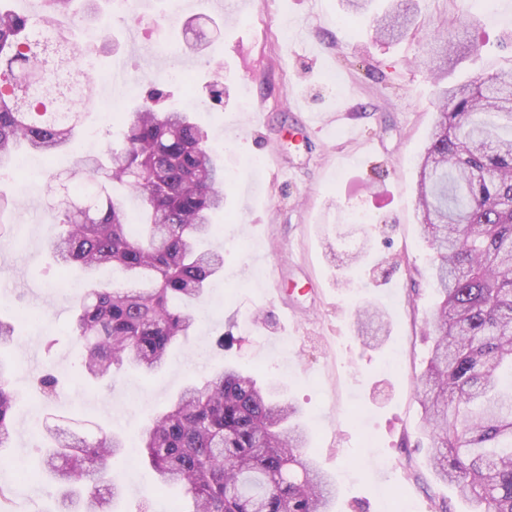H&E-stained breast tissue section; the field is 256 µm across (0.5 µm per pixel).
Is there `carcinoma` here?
<instances>
[{
	"label": "carcinoma",
	"instance_id": "carcinoma-1",
	"mask_svg": "<svg viewBox=\"0 0 512 512\" xmlns=\"http://www.w3.org/2000/svg\"><path fill=\"white\" fill-rule=\"evenodd\" d=\"M98 0H49L50 11L19 14L0 0V164L24 148L51 157L76 143L96 70L73 35ZM412 6L396 0L377 31L404 36ZM467 49L440 38L428 60L445 70ZM162 76L121 117L119 146L107 140L70 177L49 178L64 230L50 240L66 264L110 265L120 286L86 287L72 310L78 368L112 379L124 367L151 375L188 341L189 307L224 271V252L203 250L210 216L224 209V167L186 110L160 107ZM429 143L418 163L417 209L433 250L430 278L440 301L434 343L417 387L431 448L428 464L465 512H512V70L437 91ZM361 331L388 330L380 310H360ZM15 366L0 359V449L11 447ZM298 409L225 365L187 384L140 439L142 463L161 491L179 487L191 509L176 512H328L333 479L311 454ZM127 438L92 441L47 430L42 472L57 483V512H112L124 487L113 471Z\"/></svg>",
	"mask_w": 512,
	"mask_h": 512
}]
</instances>
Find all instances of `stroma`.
Wrapping results in <instances>:
<instances>
[{
  "instance_id": "1",
  "label": "stroma",
  "mask_w": 512,
  "mask_h": 512,
  "mask_svg": "<svg viewBox=\"0 0 512 512\" xmlns=\"http://www.w3.org/2000/svg\"><path fill=\"white\" fill-rule=\"evenodd\" d=\"M101 8L106 37L92 46L102 79L78 145L48 163L28 157L0 170V193L22 201L0 237V315L20 319L13 346L0 350L17 366L15 437L0 462L10 512L57 505L56 485L36 471L45 427L89 436L104 426L135 440L187 383L226 364L276 383L297 404L314 458L336 482L331 512H439L454 492L428 465L416 396L436 308L416 211L437 90L423 59L433 32H451L471 49L449 67L448 83L512 66V0L487 10L418 0V27L393 43L375 35L381 0L353 15L342 0H238L233 16L224 0H182L174 24L169 0H136L127 13L110 0ZM198 34L200 54L183 53L184 39ZM114 66L127 85L106 83ZM155 71L178 73L168 89L180 106L206 100L215 73L224 76L223 108L196 115L226 177L212 239L224 271L193 308L195 334L164 369H123L113 385H95L77 369L71 332L82 274L47 247L57 228L45 175L69 173L80 155L117 138L100 105L129 107L145 93L142 75ZM311 112L323 130L304 128ZM349 240L368 245L360 264L349 261ZM365 305L384 311L389 337L359 336L356 312ZM223 334L231 343L220 349ZM47 367L61 385L45 399L35 378ZM127 454L116 512L183 499L177 487L156 491L137 449Z\"/></svg>"
}]
</instances>
